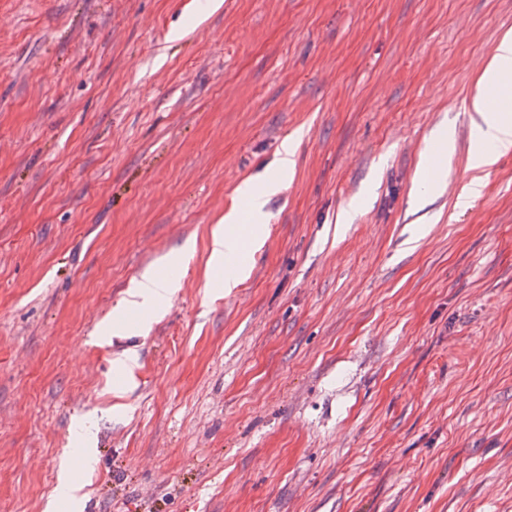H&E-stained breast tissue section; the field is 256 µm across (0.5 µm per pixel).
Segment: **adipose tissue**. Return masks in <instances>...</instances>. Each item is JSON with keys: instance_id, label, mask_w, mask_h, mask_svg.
I'll return each mask as SVG.
<instances>
[{"instance_id": "obj_1", "label": "adipose tissue", "mask_w": 512, "mask_h": 512, "mask_svg": "<svg viewBox=\"0 0 512 512\" xmlns=\"http://www.w3.org/2000/svg\"><path fill=\"white\" fill-rule=\"evenodd\" d=\"M477 93L469 101L471 123L476 130L475 138L467 148V165L474 176L465 190L456 198L454 206L466 208L483 189L481 173L499 159L512 153V113L489 108L487 101L492 94L512 92V30L501 37L495 53L476 80ZM295 169V148L291 140L281 144L275 173L262 187L244 183L240 192L247 199L249 225L240 228L237 209H230L219 224L214 225L210 239L209 264L219 267L227 256H235L240 263L235 273L224 279L225 291H232L247 276L245 259L252 253L264 232L268 218L265 206L270 195L281 187V182Z\"/></svg>"}]
</instances>
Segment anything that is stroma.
I'll return each instance as SVG.
<instances>
[{
	"label": "stroma",
	"mask_w": 512,
	"mask_h": 512,
	"mask_svg": "<svg viewBox=\"0 0 512 512\" xmlns=\"http://www.w3.org/2000/svg\"><path fill=\"white\" fill-rule=\"evenodd\" d=\"M205 2L0 0V512H512V153L453 207L512 0ZM295 169V148L291 140L285 139L281 144L276 172L270 176L261 188H255L250 181L238 188L246 197L250 224L245 231L238 225V211L233 206L219 224L212 228L210 239L209 265L218 268L224 259L233 255L237 258L239 268L235 273L224 277L223 288L228 293L236 288L247 277L245 259L252 253L255 245L261 240L268 221L265 206L268 197L280 190L281 182ZM418 174L420 179L435 191H442V187L448 179L447 167L442 160L436 158L435 153H432L431 156H424V161L420 162ZM171 282L155 273H146L127 292L125 303L129 307L148 309L167 300L173 293Z\"/></svg>",
	"instance_id": "stroma-1"
}]
</instances>
